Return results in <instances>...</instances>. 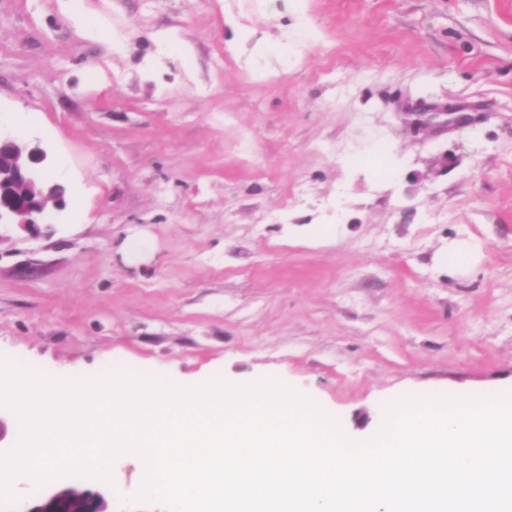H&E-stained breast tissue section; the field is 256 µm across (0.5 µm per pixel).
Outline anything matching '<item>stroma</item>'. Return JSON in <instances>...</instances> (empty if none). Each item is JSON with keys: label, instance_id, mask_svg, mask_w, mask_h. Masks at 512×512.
I'll use <instances>...</instances> for the list:
<instances>
[{"label": "stroma", "instance_id": "35a3bbf8", "mask_svg": "<svg viewBox=\"0 0 512 512\" xmlns=\"http://www.w3.org/2000/svg\"><path fill=\"white\" fill-rule=\"evenodd\" d=\"M81 5L119 47L72 0H0V129L32 115L87 213L0 243V358L275 380L359 441L404 396L512 392V0ZM230 20L252 32L231 49ZM441 105L477 119L405 126ZM144 473L126 453L83 484L167 512Z\"/></svg>", "mask_w": 512, "mask_h": 512}]
</instances>
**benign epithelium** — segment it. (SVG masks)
<instances>
[{"label":"benign epithelium","instance_id":"obj_1","mask_svg":"<svg viewBox=\"0 0 512 512\" xmlns=\"http://www.w3.org/2000/svg\"><path fill=\"white\" fill-rule=\"evenodd\" d=\"M409 124L418 130L431 125L443 131L469 123L465 113L451 106L430 112L407 113ZM7 149L11 164L0 167V227L14 225L34 234L49 224L60 209L64 186L47 178L46 152L38 145L23 143L0 131V150ZM28 512H108L105 498L78 483H70L42 496Z\"/></svg>","mask_w":512,"mask_h":512}]
</instances>
